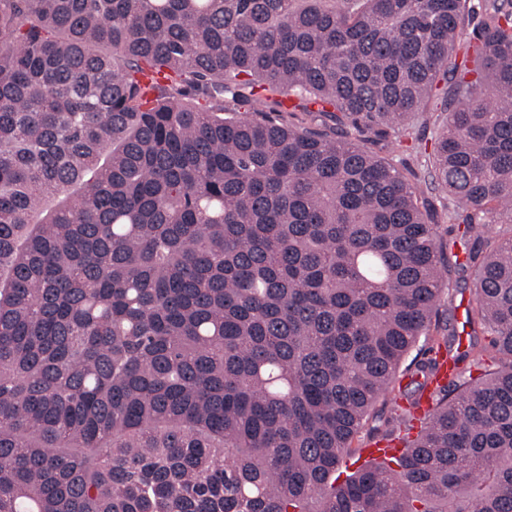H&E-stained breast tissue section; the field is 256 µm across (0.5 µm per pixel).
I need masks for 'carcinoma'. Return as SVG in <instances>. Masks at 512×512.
<instances>
[{"label": "carcinoma", "mask_w": 512, "mask_h": 512, "mask_svg": "<svg viewBox=\"0 0 512 512\" xmlns=\"http://www.w3.org/2000/svg\"><path fill=\"white\" fill-rule=\"evenodd\" d=\"M473 15L0 0V512H512V235L479 233L512 224V0L471 50ZM433 98L431 182L473 235L463 351L418 186L281 118L410 137ZM386 393L378 438L416 436L339 480Z\"/></svg>", "instance_id": "obj_1"}]
</instances>
